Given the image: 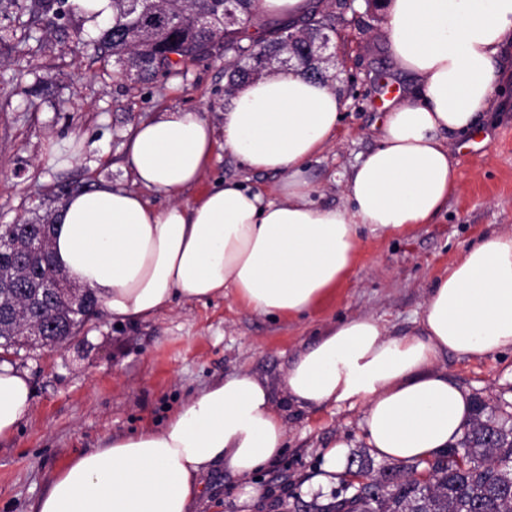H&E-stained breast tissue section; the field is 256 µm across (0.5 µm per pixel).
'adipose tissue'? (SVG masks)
Wrapping results in <instances>:
<instances>
[{"mask_svg":"<svg viewBox=\"0 0 512 512\" xmlns=\"http://www.w3.org/2000/svg\"><path fill=\"white\" fill-rule=\"evenodd\" d=\"M389 53L417 87L378 125L379 144L344 174L348 203L319 204L310 160L334 141L342 99L302 67L239 86L222 131L198 111L169 109L136 126L127 142L134 189L70 195L54 215L50 251L69 279L89 288L111 317L145 321L179 301L233 295L265 316H304L342 284L359 231L403 232L432 223L457 191L450 139L480 127L512 37V0H387ZM281 177L268 194L226 181L193 204L216 150ZM165 193L154 208L144 190ZM512 351V231L470 246L436 279L417 327L390 334L372 316L328 327L288 366L290 404L318 410L362 406L372 451L392 460L446 453L472 414L470 394L438 366L442 354ZM27 373L0 364V439L28 416ZM287 436L269 388L246 373L189 398L167 423L113 438L72 457L31 512H197L213 469L243 482L284 453Z\"/></svg>","mask_w":512,"mask_h":512,"instance_id":"ef3b65f1","label":"adipose tissue"}]
</instances>
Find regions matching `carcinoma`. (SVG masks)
Listing matches in <instances>:
<instances>
[{
	"label": "carcinoma",
	"instance_id": "1",
	"mask_svg": "<svg viewBox=\"0 0 512 512\" xmlns=\"http://www.w3.org/2000/svg\"><path fill=\"white\" fill-rule=\"evenodd\" d=\"M258 0H237L240 24L224 29L197 25L199 18L214 21L223 15L224 0H112V23L97 44L102 53L115 58L139 57L140 80L177 72V67L211 54L216 45L224 53L252 50L259 59L256 74L281 61L278 45L292 32L303 38L293 43L291 59L313 72L314 65L302 51L318 25L330 26L331 16L317 4L300 25L258 23ZM176 58H171V55ZM12 229L20 244L29 232L54 233L50 219H36ZM49 262V255L27 253L18 262L15 253L0 252V282L10 279L11 287L0 288V350L8 353L23 348V324L29 318L53 323L52 334L60 344L78 333L85 321L64 299L54 297L39 309L16 315L24 307L19 287L34 282ZM486 406L479 403L466 425L458 446L441 458L427 463L423 471L414 466L404 476L381 473L350 495L337 492L332 501L314 507L315 512H512V425H494L485 418Z\"/></svg>",
	"mask_w": 512,
	"mask_h": 512
}]
</instances>
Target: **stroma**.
Returning <instances> with one entry per match:
<instances>
[{"label": "stroma", "mask_w": 512, "mask_h": 512, "mask_svg": "<svg viewBox=\"0 0 512 512\" xmlns=\"http://www.w3.org/2000/svg\"><path fill=\"white\" fill-rule=\"evenodd\" d=\"M385 20L383 8L355 0L329 31L325 67L345 110L334 146L308 170L329 205L346 202L336 175L377 145L383 98L413 84L392 64ZM100 34L78 10L51 27L26 12L0 16V224L53 214L66 190L132 188L124 144L136 125L164 109H194L222 128L229 103L223 50L186 63L180 74L130 83L116 77L114 60L97 57ZM501 62L507 78L492 99L481 142L453 150L461 180L445 209L404 232L362 229L351 271L316 311L274 319L230 297L179 302L138 324H117L100 311L58 347L9 355L30 377L33 408L13 436L0 440V512H29L76 453L162 425L189 397L240 372L269 387L287 431L286 452L261 472L263 494L251 512H288L293 497L327 501L344 475L326 484L315 478L326 448L337 441L345 443L346 457H364L374 470L403 469V462L369 448L361 408L289 405L284 377L289 363L341 319L372 315L390 332L414 329L434 281L483 236L512 231V41ZM224 179L265 192L279 181L224 154L182 202L193 203ZM439 365L473 400L488 403L496 419L512 413V352L472 359L451 353ZM240 490L224 471H211L200 512H242Z\"/></svg>", "instance_id": "35a3bbf8"}]
</instances>
